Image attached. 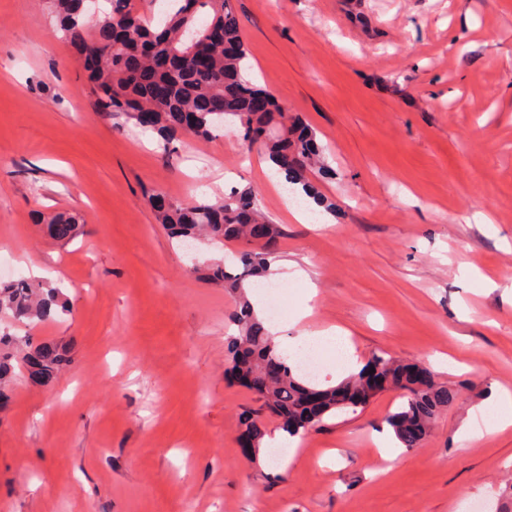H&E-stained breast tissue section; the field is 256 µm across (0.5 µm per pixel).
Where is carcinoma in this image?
<instances>
[{"label": "carcinoma", "instance_id": "carcinoma-1", "mask_svg": "<svg viewBox=\"0 0 512 512\" xmlns=\"http://www.w3.org/2000/svg\"><path fill=\"white\" fill-rule=\"evenodd\" d=\"M49 2L65 40L74 47L82 46L100 61V69L90 77L99 111L125 112L139 125L153 128L172 142L183 134L178 119L185 112L192 117L190 138L216 137L224 122L216 120L214 110L222 107L224 116L235 124L242 144H247L252 131L264 134L262 146L268 159L291 184L303 180L319 157L312 129L288 123V113L280 111L250 78L248 53L228 0H170L171 7L155 27L131 8V0H105L107 7L102 11L98 0H90L91 8L98 12L93 24L89 23V13L75 14L77 0ZM212 25L224 29V44L203 40ZM142 39L149 41L153 59L167 62L154 71L156 81L169 87L165 98L156 96L152 85L121 66L125 49ZM157 218L182 243L191 244L204 234L211 240L241 241L250 246L239 256L238 272L215 265L203 274L205 280L222 284L241 297L267 272L268 257L277 249L282 235L279 225L268 220L248 190L217 203H169L158 207ZM55 305L57 298L51 289L45 291L24 280L0 282V311L9 312L15 320L43 321ZM233 320L240 330L231 338L232 352L246 348L250 360L243 364V370L267 377L266 390L258 397L259 411L281 419L293 433L313 427L308 391L316 384L302 375L299 367L288 363V357L278 350L246 300L240 301ZM23 344L33 346L26 361L32 376L42 382L56 378L70 362L67 350L54 343L34 345L26 338L0 331V388L11 379L14 350ZM399 364L393 357L375 355L366 367L339 385L357 391L370 369L387 376ZM399 388L408 392L407 401L387 423L402 447L415 448L426 437L436 412L452 403L457 392L432 379L426 386L401 384ZM321 392L324 417L358 408L353 398L338 403L334 386L323 387Z\"/></svg>", "mask_w": 512, "mask_h": 512}]
</instances>
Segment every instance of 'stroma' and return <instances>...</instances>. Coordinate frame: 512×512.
<instances>
[{
  "mask_svg": "<svg viewBox=\"0 0 512 512\" xmlns=\"http://www.w3.org/2000/svg\"><path fill=\"white\" fill-rule=\"evenodd\" d=\"M254 81L323 148L307 173L336 205L272 190L271 164L232 127L164 144L98 111L45 0H0V264L55 289L49 322L0 329L67 348L54 382L26 350L0 413V512H484L512 506V427L460 452L512 390V0H231ZM252 190L284 236L249 301L314 311L360 362L433 365L457 397L394 461L375 441L402 405L389 390L306 431L272 458L279 421L258 417V460L239 434L254 393L228 382L238 299L198 267L243 243L182 250L166 202ZM57 214L76 236L47 231ZM305 270V277L292 273ZM493 287L483 285V278Z\"/></svg>",
  "mask_w": 512,
  "mask_h": 512,
  "instance_id": "1",
  "label": "stroma"
}]
</instances>
